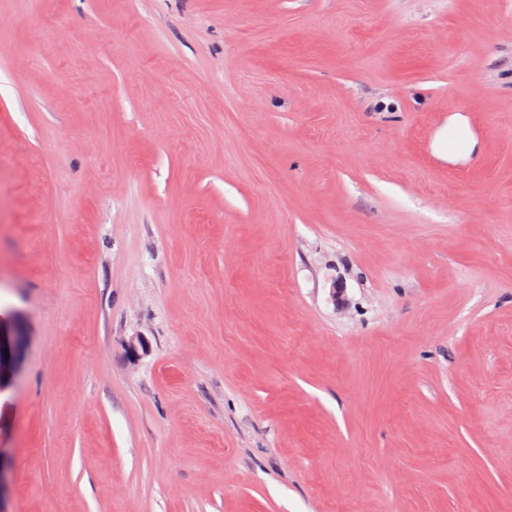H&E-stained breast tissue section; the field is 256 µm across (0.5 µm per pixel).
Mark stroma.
I'll return each instance as SVG.
<instances>
[{
    "instance_id": "1",
    "label": "stroma",
    "mask_w": 512,
    "mask_h": 512,
    "mask_svg": "<svg viewBox=\"0 0 512 512\" xmlns=\"http://www.w3.org/2000/svg\"><path fill=\"white\" fill-rule=\"evenodd\" d=\"M0 467L512 512V0H0Z\"/></svg>"
}]
</instances>
